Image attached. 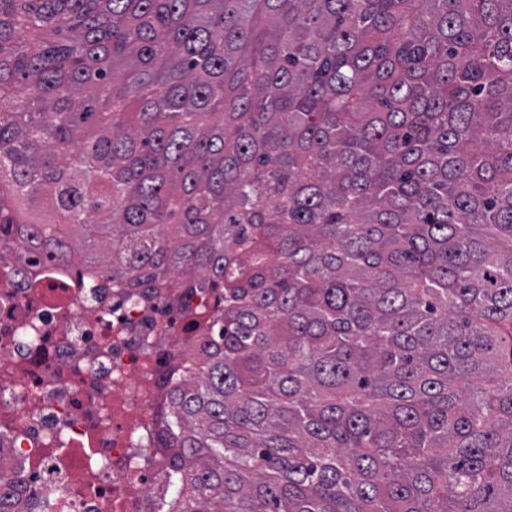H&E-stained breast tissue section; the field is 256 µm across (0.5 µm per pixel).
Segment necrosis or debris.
Masks as SVG:
<instances>
[{
  "instance_id": "1",
  "label": "necrosis or debris",
  "mask_w": 512,
  "mask_h": 512,
  "mask_svg": "<svg viewBox=\"0 0 512 512\" xmlns=\"http://www.w3.org/2000/svg\"><path fill=\"white\" fill-rule=\"evenodd\" d=\"M217 297L124 288L0 247V489L11 512H155L166 379L198 350Z\"/></svg>"
}]
</instances>
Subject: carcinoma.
<instances>
[{"instance_id": "obj_1", "label": "carcinoma", "mask_w": 512, "mask_h": 512, "mask_svg": "<svg viewBox=\"0 0 512 512\" xmlns=\"http://www.w3.org/2000/svg\"><path fill=\"white\" fill-rule=\"evenodd\" d=\"M224 289L157 512H512V0H0V235Z\"/></svg>"}]
</instances>
